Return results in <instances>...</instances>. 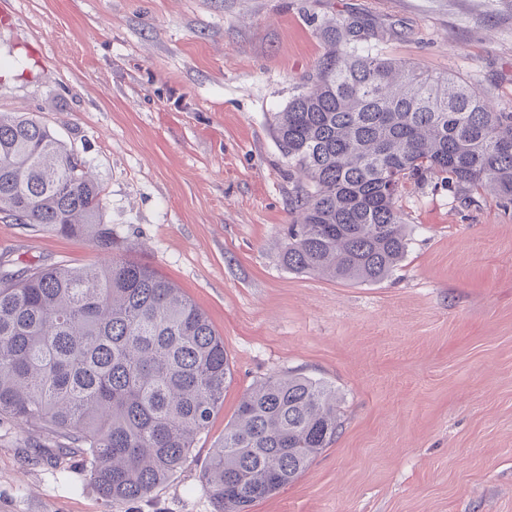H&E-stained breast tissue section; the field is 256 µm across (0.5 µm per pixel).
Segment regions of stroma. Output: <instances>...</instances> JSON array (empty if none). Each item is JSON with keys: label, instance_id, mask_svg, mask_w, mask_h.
<instances>
[{"label": "stroma", "instance_id": "35a3bbf8", "mask_svg": "<svg viewBox=\"0 0 512 512\" xmlns=\"http://www.w3.org/2000/svg\"><path fill=\"white\" fill-rule=\"evenodd\" d=\"M455 72L512 112V0H0V111L34 115L92 164L119 255L156 269L224 339L232 380L191 461L107 504L77 458L0 421V512H212L198 474L247 390L302 372L334 385L342 428L250 512H512V206L406 184L410 231L375 284L288 272L297 180L272 116L302 92L326 22ZM99 252L0 218V263Z\"/></svg>", "mask_w": 512, "mask_h": 512}]
</instances>
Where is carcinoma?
I'll use <instances>...</instances> for the list:
<instances>
[{"label":"carcinoma","mask_w":512,"mask_h":512,"mask_svg":"<svg viewBox=\"0 0 512 512\" xmlns=\"http://www.w3.org/2000/svg\"><path fill=\"white\" fill-rule=\"evenodd\" d=\"M322 36L329 50L310 87L274 115L301 178L283 266L333 281L389 277L409 246L408 181L512 205V112L457 73L379 53L357 19ZM0 214L104 253L87 267L0 270V421L44 430L51 459L79 456L107 503L145 498L189 462L224 403V338L172 281L112 257L91 164L25 113L0 112ZM340 428L327 382L298 373L256 384L200 471L213 512H248L294 482Z\"/></svg>","instance_id":"carcinoma-1"}]
</instances>
